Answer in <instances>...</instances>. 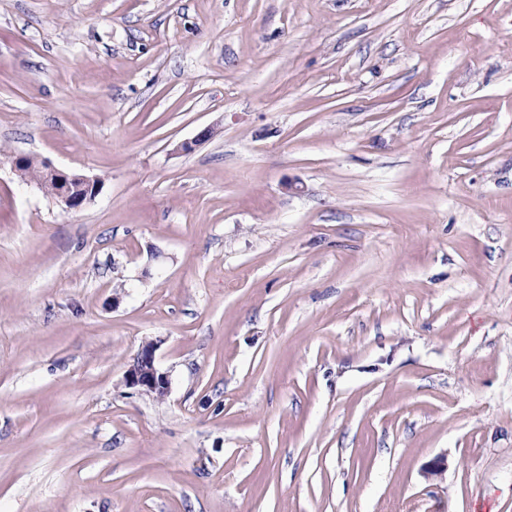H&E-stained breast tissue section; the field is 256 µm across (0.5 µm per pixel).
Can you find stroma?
I'll list each match as a JSON object with an SVG mask.
<instances>
[{
	"mask_svg": "<svg viewBox=\"0 0 512 512\" xmlns=\"http://www.w3.org/2000/svg\"><path fill=\"white\" fill-rule=\"evenodd\" d=\"M0 512H512V0H0ZM43 163L47 178L57 186L55 200L65 210H80L98 195V180ZM160 340H149L142 344L132 364L123 377L125 386L140 394L164 398L170 390V379L156 363V351Z\"/></svg>",
	"mask_w": 512,
	"mask_h": 512,
	"instance_id": "obj_1",
	"label": "stroma"
}]
</instances>
